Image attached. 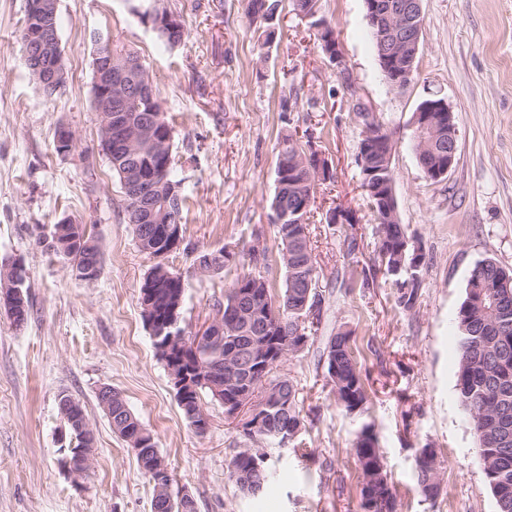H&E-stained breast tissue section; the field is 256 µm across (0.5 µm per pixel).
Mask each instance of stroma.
<instances>
[{
	"mask_svg": "<svg viewBox=\"0 0 512 512\" xmlns=\"http://www.w3.org/2000/svg\"><path fill=\"white\" fill-rule=\"evenodd\" d=\"M424 27L414 80L385 82L365 0H317L336 28L347 71L337 74L317 33L277 0V35L266 43L244 0H58L68 80L45 98L24 65L19 32L27 0H0V259L26 270L30 315L14 326L0 308V512H151L153 484L98 403L119 391L155 434L173 492L189 491L197 512H360L361 471L353 443L371 425L397 493V512H496L476 456V439L455 392V318L473 266L490 259L512 269V0H423ZM179 15L185 38L166 48L142 13ZM136 53L173 128V165L187 198L185 238L167 264L189 273L195 251L225 243L277 240L269 222L278 141L290 98L299 128L328 166L310 216L320 288L334 291L319 338L353 330L369 401L364 413L336 405L317 349L285 359L278 374L298 389L313 454L275 449L273 480L258 495L229 480L239 435L224 407L207 401L210 426L196 435L184 420L167 371L142 318L140 285L154 260L137 246L123 194L98 149L92 101L96 32ZM444 97L459 131L457 162L427 178L412 140V117L428 95ZM358 97L392 132L399 220L425 256L413 309L397 306L375 254V214L361 187ZM77 135L66 155L54 148L59 124ZM351 224H328L330 209ZM83 220L99 241L96 280L75 277L69 260L37 242L63 217ZM355 252H348V242ZM236 263L215 276H190L180 324L194 333L213 303L246 273ZM78 401L94 434L90 474L74 479L62 463L58 400ZM439 461L440 493L428 500L415 473L418 449Z\"/></svg>",
	"mask_w": 512,
	"mask_h": 512,
	"instance_id": "35a3bbf8",
	"label": "stroma"
}]
</instances>
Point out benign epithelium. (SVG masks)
Listing matches in <instances>:
<instances>
[{"label":"benign epithelium","mask_w":512,"mask_h":512,"mask_svg":"<svg viewBox=\"0 0 512 512\" xmlns=\"http://www.w3.org/2000/svg\"><path fill=\"white\" fill-rule=\"evenodd\" d=\"M367 15L374 38L381 48V72L386 83L393 89L409 85L416 72L415 61L419 51L420 36L424 26L422 0H412L411 3L398 8L385 5L380 0H365ZM56 0H30L27 8L26 26L23 32V61L35 74L38 88L47 99L54 98L66 86L67 71L64 63V52L58 37L56 25ZM147 20L154 29L166 25L174 27L180 24V19L174 14H166L160 10L147 14ZM96 50L93 55V104L97 112L98 123L102 128L100 149L102 153L122 157L132 152L136 141H149L158 154L169 152V140L154 135L160 113L147 114L139 124L132 125L125 116V105L128 93L136 91L154 99V90L143 75L144 64L135 54L128 55L114 48L109 34L98 33L95 36ZM448 104L439 99H428L423 102L413 114L412 128L414 132L415 152L421 155L429 141H436L448 134L458 136L457 126H444L432 116L434 112H448ZM364 127V150L368 155H374L376 161L369 165L365 172L364 190L374 192L382 190L379 197L385 199L383 211L389 218L395 216V191L391 181L384 177L392 164V137L373 125L372 117H367ZM76 141L75 131L67 124L56 128L55 142L61 153L72 151ZM456 151L440 152L438 164L428 170V174L440 180L452 170L455 165ZM126 190L130 197L142 205L143 220L158 223L165 213L158 211L157 200L162 196V188L168 185L167 178L147 181L137 169L123 173ZM12 272L10 296L20 294L23 277L20 263L5 259L0 263ZM1 294V297L8 296ZM146 323L151 337L160 349L171 352L179 348L182 342L175 337L172 329L177 326V309H172V316L165 324L153 323L150 313L153 311L152 302L144 304ZM224 334V317L219 312L212 315L207 325L193 336L194 345H203L220 339ZM251 351L244 355L236 349L224 356V362L212 364L206 370L214 375H221L222 366L229 367L230 375L234 376L244 368L252 366L256 357L266 349L265 342L251 343ZM168 375L177 390L186 391L190 384L191 370L183 366L180 359L171 360L167 367Z\"/></svg>","instance_id":"obj_1"}]
</instances>
